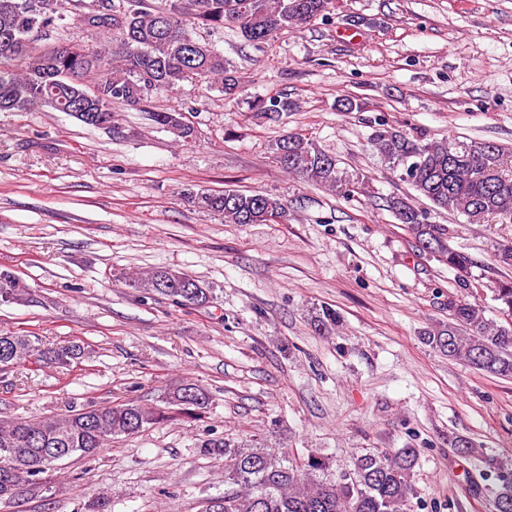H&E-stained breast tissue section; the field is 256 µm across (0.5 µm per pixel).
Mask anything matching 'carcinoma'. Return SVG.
Here are the masks:
<instances>
[{"instance_id": "1", "label": "carcinoma", "mask_w": 512, "mask_h": 512, "mask_svg": "<svg viewBox=\"0 0 512 512\" xmlns=\"http://www.w3.org/2000/svg\"><path fill=\"white\" fill-rule=\"evenodd\" d=\"M332 0H0V112H28L48 107L68 112L89 126L93 118L112 116V105L141 106L185 80L220 86L232 96L239 88L234 65L196 36V28L237 27L254 45L267 44L289 28L302 29L327 17ZM73 7L84 30L99 33L89 45L80 37L67 45L38 48ZM251 109L275 117L290 110L282 93L251 102ZM151 120L184 143L195 138L190 121L175 122L176 111H152ZM371 145L381 160L433 207L461 214L470 222L512 223V152L491 142L428 139L376 119ZM271 162L283 172L312 182L344 198L368 192L369 185L339 166L336 157L300 133H287L271 148ZM199 210L230 224H267L283 214L281 200L259 191L227 186L190 193ZM382 206L403 224L422 250L458 273L461 296L448 297V321L424 332L433 350L448 353L483 373L512 379V329L486 318L468 298L471 257L452 248L453 229L430 224L427 212L411 201L390 196ZM116 280L145 296L161 295L175 304L200 308L212 303L216 288L179 270L156 267L119 272ZM27 286L13 272L0 270V301L12 303ZM503 309L512 310V276L494 288ZM340 315L322 306L311 316L319 336L336 334ZM81 354L78 346L41 348L24 334L0 335V371L34 359L66 366ZM209 408V393L186 382L169 392L165 407L136 402L89 405L80 410L0 424V501H10L22 485L75 458L97 455L112 440L131 437L171 420V411L198 419ZM205 455L230 460L224 471V496L207 512H413L415 466L420 449H369L352 465L333 473L330 463L313 456L303 466L288 461L285 448H269L224 438L199 445ZM502 491L494 512H512V471L497 468Z\"/></svg>"}]
</instances>
